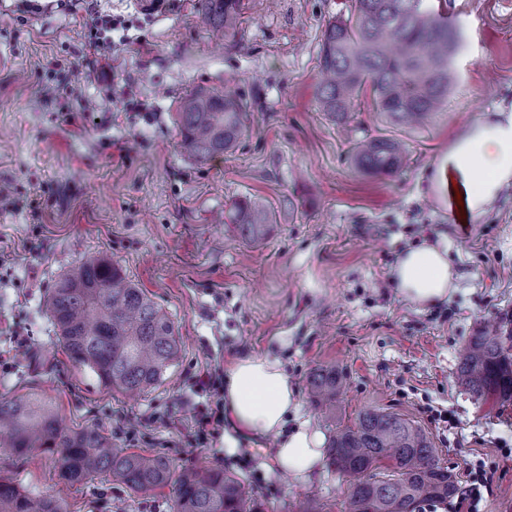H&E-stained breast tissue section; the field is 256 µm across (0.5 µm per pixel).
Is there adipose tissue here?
Returning <instances> with one entry per match:
<instances>
[{
  "instance_id": "obj_1",
  "label": "adipose tissue",
  "mask_w": 512,
  "mask_h": 512,
  "mask_svg": "<svg viewBox=\"0 0 512 512\" xmlns=\"http://www.w3.org/2000/svg\"><path fill=\"white\" fill-rule=\"evenodd\" d=\"M435 184L458 220L475 223L486 215L502 190L512 186V102L484 113L451 142ZM391 280L404 299L426 307L447 300L456 273L447 250L424 242L397 258ZM298 410L297 390L277 361L248 356L227 370L224 412L233 428L255 437L277 435L278 468L305 480L322 465L324 437L305 421L286 428L288 415Z\"/></svg>"
}]
</instances>
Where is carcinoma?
<instances>
[{
    "label": "carcinoma",
    "instance_id": "1",
    "mask_svg": "<svg viewBox=\"0 0 512 512\" xmlns=\"http://www.w3.org/2000/svg\"><path fill=\"white\" fill-rule=\"evenodd\" d=\"M242 0H198L206 25L225 33L237 27ZM459 42L448 17L427 0H353L348 15L329 21L317 53L319 111L338 124L355 102L373 93L375 111L393 126L421 124L448 101L451 57ZM175 122L180 151L206 163L231 151L251 117L232 93L195 90L179 104ZM352 162L369 175H390L407 162L403 144L390 137L356 142ZM240 236L264 245L271 212L247 199L228 214ZM71 365L100 386L122 394L142 393L161 383L180 357V340L170 314L128 280L105 256L77 263L55 282L46 300ZM460 383L477 400L512 402V315L480 330L462 346ZM341 376L320 367L309 380L314 401L336 416ZM0 434L10 455L54 458L63 487L103 475L141 493L170 487L172 512H265L242 478L222 467H184L174 472L162 454L117 448L94 427H64L51 401L31 393L0 398ZM330 471L350 480L346 512H418L446 501L459 489L455 474L441 464L437 449L413 422L367 409L355 426L334 429L326 448ZM0 512H67L63 494L33 498L0 477Z\"/></svg>",
    "mask_w": 512,
    "mask_h": 512
}]
</instances>
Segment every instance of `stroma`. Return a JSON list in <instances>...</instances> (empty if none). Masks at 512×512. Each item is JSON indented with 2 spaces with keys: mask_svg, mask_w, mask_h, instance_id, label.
Segmentation results:
<instances>
[{
  "mask_svg": "<svg viewBox=\"0 0 512 512\" xmlns=\"http://www.w3.org/2000/svg\"><path fill=\"white\" fill-rule=\"evenodd\" d=\"M235 32L219 38L197 0H94L120 18L98 37L72 0H0V397L37 392L69 427H97L114 444L175 466L218 465L243 478L267 512H297L307 496L343 512L349 481L320 468L303 481L274 462L275 435L225 426L198 433L200 412L224 408L234 359L278 360L301 419L327 432L309 390L335 366L344 394L336 419L365 408L414 421L443 465L466 482L494 474L483 512H512V403H481L460 385L461 344L512 313V187L477 224L448 210L433 185L449 143L503 99L512 100V0H431L460 33L446 107L398 129L370 95L340 127L319 112L317 48L350 0H243ZM92 10V11H93ZM102 42L98 54L90 47ZM200 87L234 90L253 115L236 150L200 165L181 155L174 114ZM404 141L402 171L370 177L351 148L366 137ZM273 213L266 244L248 247L222 216L237 200ZM447 246L460 278L447 302L419 307L389 273L407 247ZM105 256L162 306L182 338L166 379L131 398L75 370L45 308L70 265ZM213 383L201 385L200 374ZM451 412L447 428L431 410ZM0 475L27 493L56 492L51 457H11ZM69 512H171V489L136 493L103 479L65 492Z\"/></svg>",
  "mask_w": 512,
  "mask_h": 512,
  "instance_id": "35a3bbf8",
  "label": "stroma"
}]
</instances>
